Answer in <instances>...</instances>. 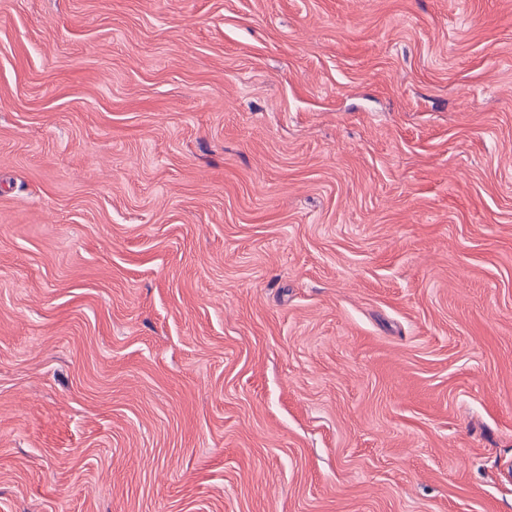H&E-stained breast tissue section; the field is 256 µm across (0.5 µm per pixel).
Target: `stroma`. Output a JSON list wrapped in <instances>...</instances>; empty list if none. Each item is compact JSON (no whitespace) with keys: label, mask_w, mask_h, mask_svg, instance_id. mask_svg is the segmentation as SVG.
Here are the masks:
<instances>
[{"label":"stroma","mask_w":512,"mask_h":512,"mask_svg":"<svg viewBox=\"0 0 512 512\" xmlns=\"http://www.w3.org/2000/svg\"><path fill=\"white\" fill-rule=\"evenodd\" d=\"M512 0H0V512H512Z\"/></svg>","instance_id":"obj_1"}]
</instances>
